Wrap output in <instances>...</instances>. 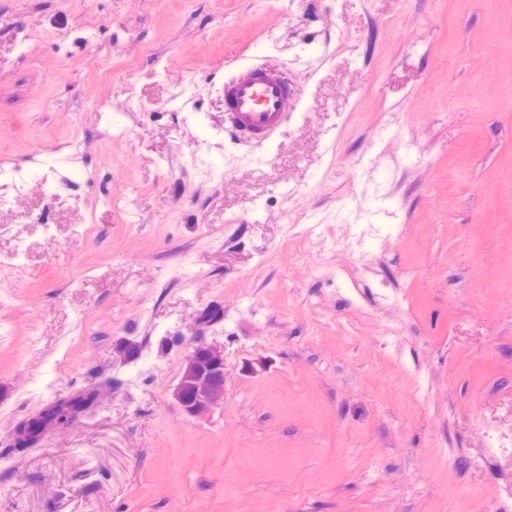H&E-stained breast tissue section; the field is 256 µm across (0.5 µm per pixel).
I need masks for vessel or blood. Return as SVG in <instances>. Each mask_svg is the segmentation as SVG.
<instances>
[{
  "label": "vessel or blood",
  "instance_id": "vessel-or-blood-1",
  "mask_svg": "<svg viewBox=\"0 0 512 512\" xmlns=\"http://www.w3.org/2000/svg\"><path fill=\"white\" fill-rule=\"evenodd\" d=\"M224 131L239 144L271 139L295 108L296 92L282 73L246 65L225 81Z\"/></svg>",
  "mask_w": 512,
  "mask_h": 512
}]
</instances>
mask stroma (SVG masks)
Instances as JSON below:
<instances>
[{
	"label": "stroma",
	"instance_id": "1",
	"mask_svg": "<svg viewBox=\"0 0 512 512\" xmlns=\"http://www.w3.org/2000/svg\"><path fill=\"white\" fill-rule=\"evenodd\" d=\"M0 167V512H512V0H0ZM224 132L237 144L271 139L295 108L296 92L282 73L246 65L225 81ZM189 386L194 399L184 400ZM174 396L185 413L202 415L224 402V346L199 338L186 356ZM94 399V393L89 392L86 394H80L78 396L59 400L57 403L52 405L50 408L42 412L38 417L35 424L27 426V440L32 443L34 442L40 432L52 423H60L62 417L71 418L77 412L82 411L88 405L92 403Z\"/></svg>",
	"mask_w": 512,
	"mask_h": 512
}]
</instances>
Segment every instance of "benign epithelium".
Segmentation results:
<instances>
[{"instance_id": "obj_1", "label": "benign epithelium", "mask_w": 512, "mask_h": 512, "mask_svg": "<svg viewBox=\"0 0 512 512\" xmlns=\"http://www.w3.org/2000/svg\"><path fill=\"white\" fill-rule=\"evenodd\" d=\"M194 399L184 400L185 387ZM174 396L185 413L202 415L224 402V346L203 340L196 341L186 356Z\"/></svg>"}]
</instances>
